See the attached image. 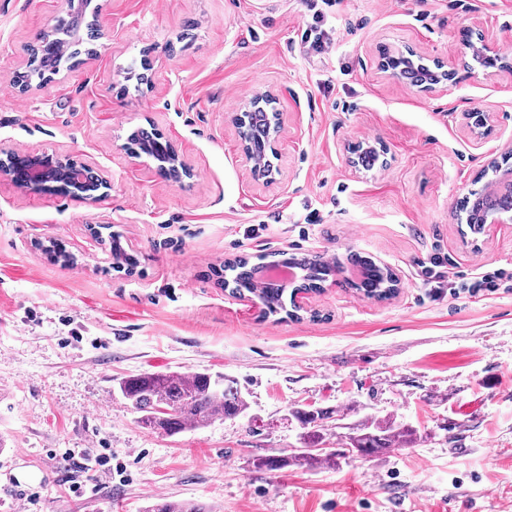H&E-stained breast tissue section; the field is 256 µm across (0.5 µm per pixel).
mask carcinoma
<instances>
[{"instance_id":"carcinoma-1","label":"carcinoma","mask_w":512,"mask_h":512,"mask_svg":"<svg viewBox=\"0 0 512 512\" xmlns=\"http://www.w3.org/2000/svg\"><path fill=\"white\" fill-rule=\"evenodd\" d=\"M98 9L88 14L84 11L67 13L57 19L53 28L42 33L37 43L26 48L28 62L24 70L15 75L14 84L25 92L39 84L48 83L60 71L63 61L72 60L80 54L91 56L95 53L93 42L99 38L98 30L88 16H96ZM246 129L249 131L250 144L259 161L269 160L274 152L272 135L269 132L272 119L264 116L261 122L252 121L247 114ZM162 141L157 132L144 130L134 133L128 142L129 149L135 155L145 154L159 162L168 159L154 150L153 145ZM83 181L76 184L68 177L57 172L45 174L41 183L54 184L58 190L72 192L77 189L83 193L91 190L97 177L89 170L81 173ZM503 206V203L488 196L486 190L473 192L460 202L457 220L470 228L483 224V218ZM266 256H258V262L250 263L247 258L235 259L224 265V271L231 278L224 279V285L230 292H246L255 295L263 305L265 316L286 313L297 317V309H287L288 286L277 281L259 283L255 272ZM306 269L299 287L318 290L335 267L324 262L318 256L298 257ZM353 266L359 268L361 278L356 283L358 290L368 298L388 300L395 296L398 287L393 271L377 264L369 257L353 254L350 256ZM119 390L134 413L138 423L154 433L173 436L186 430L205 427L217 419L236 418L246 412L248 403L234 380L214 376L208 372H194L186 375L178 371L146 372L128 376L119 382ZM292 415L306 429L302 437V446L291 450L286 456L264 457L257 459V467L278 470L288 466L318 468L322 465H337L342 458L353 455H367L398 444H410L417 439V431L398 422L393 417L370 418L353 427L346 436L345 447L329 448L322 453L313 448L325 442V431L333 421V413L323 410L297 408ZM147 512H208L201 504L193 501H168L159 498L147 506Z\"/></svg>"}]
</instances>
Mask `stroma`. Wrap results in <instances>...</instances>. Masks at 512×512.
<instances>
[{
  "instance_id": "1",
  "label": "stroma",
  "mask_w": 512,
  "mask_h": 512,
  "mask_svg": "<svg viewBox=\"0 0 512 512\" xmlns=\"http://www.w3.org/2000/svg\"><path fill=\"white\" fill-rule=\"evenodd\" d=\"M108 32L95 56L19 92L26 47L63 13L60 0H0V145L72 155L112 184L91 205L0 176V512L34 488L35 512H145L153 495L214 512H512V290L435 296L419 264L444 253L456 275L512 269V223L463 244L457 202L512 152V71L470 72L459 33L512 47V0H317L322 52L304 48L306 0H95ZM440 59L455 84L420 92L378 67L383 50ZM148 60L150 81L127 80ZM273 94L280 169L255 182L236 113ZM491 116L476 138L464 113ZM157 130L191 165L163 181L126 149ZM387 148L352 167L347 142ZM111 225L138 258L113 270L90 229ZM56 241L76 262L37 249ZM344 259L359 252L401 279L366 298L345 266L298 317H266L225 291V262L268 252ZM234 379L245 415L168 437L136 421L117 381L146 371ZM298 404L335 411L326 445L350 425L396 417L422 439L314 471H268L258 458L299 447ZM112 451L96 493L69 490L59 451Z\"/></svg>"
}]
</instances>
